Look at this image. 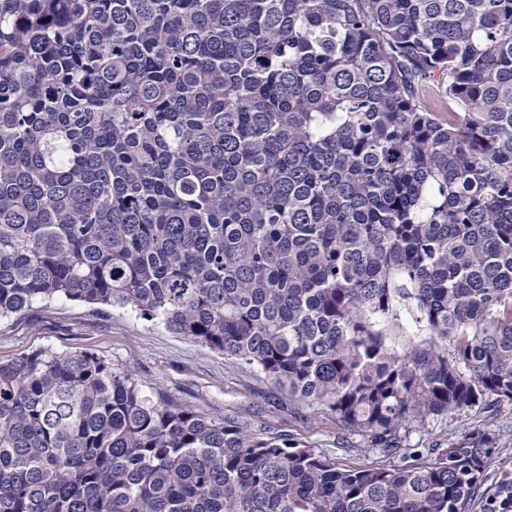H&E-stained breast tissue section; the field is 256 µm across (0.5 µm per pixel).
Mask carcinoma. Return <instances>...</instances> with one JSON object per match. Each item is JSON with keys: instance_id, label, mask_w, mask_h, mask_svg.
<instances>
[{"instance_id": "1", "label": "carcinoma", "mask_w": 512, "mask_h": 512, "mask_svg": "<svg viewBox=\"0 0 512 512\" xmlns=\"http://www.w3.org/2000/svg\"><path fill=\"white\" fill-rule=\"evenodd\" d=\"M57 299L373 460L44 348L0 362V512H512L492 434L408 446L512 402V0H0V320Z\"/></svg>"}]
</instances>
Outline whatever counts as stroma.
I'll return each instance as SVG.
<instances>
[{
	"label": "stroma",
	"mask_w": 512,
	"mask_h": 512,
	"mask_svg": "<svg viewBox=\"0 0 512 512\" xmlns=\"http://www.w3.org/2000/svg\"><path fill=\"white\" fill-rule=\"evenodd\" d=\"M47 347L67 354L94 353L115 370L132 373L155 401L188 406L218 421L237 415L253 426L302 438L338 463L355 460L343 450L323 410L289 406L284 392L260 371L232 364L223 354L130 310L57 300L36 303L23 315L0 321V362ZM475 427L493 434L498 444L489 481L512 472V403L507 401L428 420L425 428L410 434L408 443L413 448L445 445L462 440Z\"/></svg>",
	"instance_id": "stroma-1"
}]
</instances>
